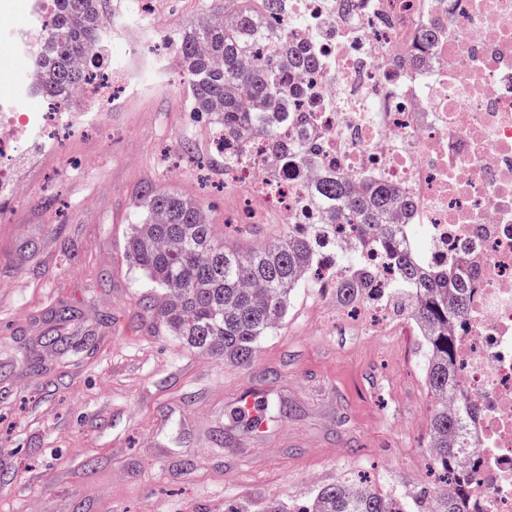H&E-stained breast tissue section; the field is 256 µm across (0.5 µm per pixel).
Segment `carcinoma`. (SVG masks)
<instances>
[{"label": "carcinoma", "instance_id": "cac0c4a2", "mask_svg": "<svg viewBox=\"0 0 512 512\" xmlns=\"http://www.w3.org/2000/svg\"><path fill=\"white\" fill-rule=\"evenodd\" d=\"M285 0H211L202 16L178 41L189 110L224 136V148L243 156L256 138H274V123L289 118L286 101L303 93L305 77L317 68L314 57L283 40L271 53L250 54L262 24L283 11ZM110 17L102 0H49L50 42L32 48L38 81L27 85L32 98L77 96L105 61ZM313 193L323 212L317 224H288L257 250L226 246L215 237L205 208L173 193L143 197L126 239L129 266L161 293L139 298L142 318L158 323L199 353L233 365L248 364L257 344L288 314L290 300L325 262L338 268L336 301L359 302L373 272L359 262V251L375 248L386 256L389 292L410 298V315L426 345L425 380L429 409V448L447 474L423 512H479L465 459L475 455L460 432L462 415L448 409V393L458 374L454 337L448 325L463 318L470 286L448 266L428 268L404 245L417 237L414 224L390 222L395 194L384 183L363 188L332 174ZM355 232L357 251L329 250L336 228ZM57 325L75 320L59 303L50 311ZM45 344L61 353L82 349L72 337L53 330ZM297 512H411L402 497L383 495L363 482L341 480L321 487Z\"/></svg>", "mask_w": 512, "mask_h": 512}]
</instances>
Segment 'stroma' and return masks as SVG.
Returning a JSON list of instances; mask_svg holds the SVG:
<instances>
[{"mask_svg":"<svg viewBox=\"0 0 512 512\" xmlns=\"http://www.w3.org/2000/svg\"><path fill=\"white\" fill-rule=\"evenodd\" d=\"M205 0H154L153 31L132 0L106 59L111 111L72 107L61 144L31 134L0 185V512H263L367 475L381 494L427 502L421 463L431 397L426 346L408 312L385 299L378 325L333 289H297L283 323L239 367L202 355L142 320L150 286L124 245L146 191L202 203L218 240L260 246L282 225L233 224L245 187L225 178L207 121L187 109L178 39ZM36 0H0V100L26 102L22 41ZM77 311L78 354L42 346L57 302ZM38 369H31L27 355ZM294 414L262 439L233 424L244 388Z\"/></svg>","mask_w":512,"mask_h":512,"instance_id":"obj_1","label":"stroma"}]
</instances>
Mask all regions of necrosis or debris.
<instances>
[{"label": "necrosis or debris", "mask_w": 512, "mask_h": 512, "mask_svg": "<svg viewBox=\"0 0 512 512\" xmlns=\"http://www.w3.org/2000/svg\"><path fill=\"white\" fill-rule=\"evenodd\" d=\"M435 30L421 46L424 28ZM268 34L320 61L289 107L303 123L281 141L310 142L315 167H291L253 139L234 171L260 223L314 224L315 171L388 183L415 205L421 259L451 264L471 296L455 324L460 370L453 408L469 409L481 512H512V0H288ZM0 113V182L21 135L37 122Z\"/></svg>", "instance_id": "1"}]
</instances>
